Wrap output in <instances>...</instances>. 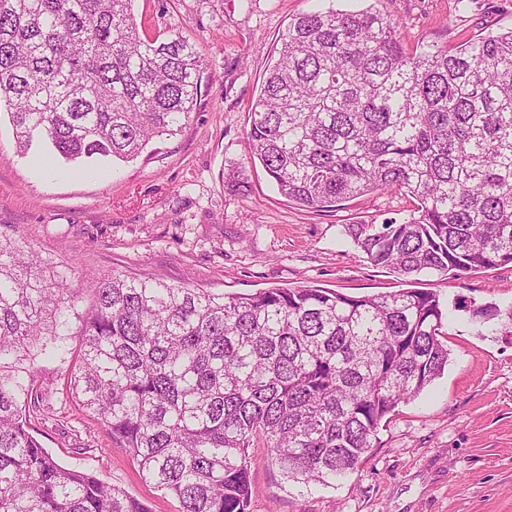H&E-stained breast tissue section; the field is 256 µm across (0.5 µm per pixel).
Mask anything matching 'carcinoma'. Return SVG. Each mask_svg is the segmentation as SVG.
Wrapping results in <instances>:
<instances>
[{"instance_id":"1","label":"carcinoma","mask_w":512,"mask_h":512,"mask_svg":"<svg viewBox=\"0 0 512 512\" xmlns=\"http://www.w3.org/2000/svg\"><path fill=\"white\" fill-rule=\"evenodd\" d=\"M133 0H0V108L16 151L128 162L196 109L202 62L150 37ZM371 8L289 19L247 138L281 195L327 219L404 192L407 218L348 224L374 268L411 277L512 265V29L409 49ZM429 290L299 286L224 296L104 276L83 288L0 233V512H150L65 467L30 432L35 362L74 359L68 390L178 512H251L250 449L295 482L353 473L381 422L448 364Z\"/></svg>"}]
</instances>
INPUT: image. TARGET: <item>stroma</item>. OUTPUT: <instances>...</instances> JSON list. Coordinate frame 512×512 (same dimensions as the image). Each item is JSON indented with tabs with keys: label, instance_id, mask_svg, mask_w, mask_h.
<instances>
[{
	"label": "stroma",
	"instance_id": "stroma-1",
	"mask_svg": "<svg viewBox=\"0 0 512 512\" xmlns=\"http://www.w3.org/2000/svg\"><path fill=\"white\" fill-rule=\"evenodd\" d=\"M369 5L399 21L411 47L452 50L512 29V0H468L464 9L456 0H135L148 35L180 36L201 57L189 124L132 161L82 163L38 144L17 154L1 118L0 232L70 267L85 288L113 273L227 295L306 285L349 296L434 291L450 350L443 374L381 424L357 471L331 484L287 480L257 445L252 512H512V267L413 279L378 272L344 227L407 217L409 196L356 198L331 222L282 197L250 154L249 107L289 18ZM40 167L49 175H37ZM231 170L248 192L230 190ZM36 382L44 408L32 432L58 462L93 472L150 512H177L75 404L63 369L39 364Z\"/></svg>",
	"mask_w": 512,
	"mask_h": 512
}]
</instances>
